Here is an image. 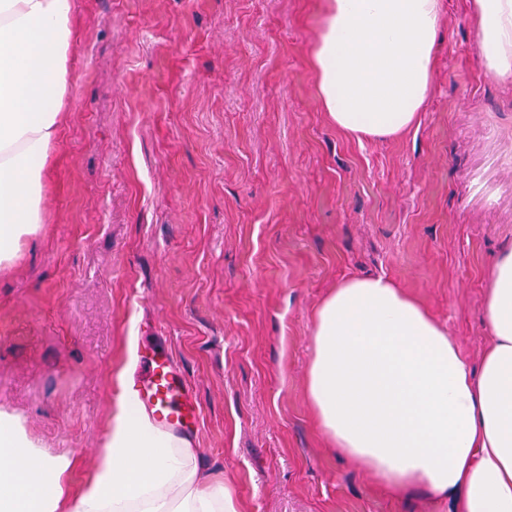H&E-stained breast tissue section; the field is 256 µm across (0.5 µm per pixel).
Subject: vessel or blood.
Listing matches in <instances>:
<instances>
[{
	"label": "vessel or blood",
	"instance_id": "b4317fda",
	"mask_svg": "<svg viewBox=\"0 0 512 512\" xmlns=\"http://www.w3.org/2000/svg\"><path fill=\"white\" fill-rule=\"evenodd\" d=\"M138 399L166 428L182 430L196 420L187 380L174 368L169 355L156 354L146 361Z\"/></svg>",
	"mask_w": 512,
	"mask_h": 512
}]
</instances>
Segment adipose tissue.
<instances>
[{
    "mask_svg": "<svg viewBox=\"0 0 512 512\" xmlns=\"http://www.w3.org/2000/svg\"><path fill=\"white\" fill-rule=\"evenodd\" d=\"M442 0H324L312 48L317 97L362 140L418 124L433 75ZM487 71L512 75V0H471ZM71 0H0V267L44 220V180L67 92ZM479 365L385 277L340 282L313 314L306 396L325 438L386 487H425L462 512H512V251L495 264ZM40 450L0 412V512H237L184 436L128 389L111 410L91 480Z\"/></svg>",
    "mask_w": 512,
    "mask_h": 512,
    "instance_id": "1",
    "label": "adipose tissue"
}]
</instances>
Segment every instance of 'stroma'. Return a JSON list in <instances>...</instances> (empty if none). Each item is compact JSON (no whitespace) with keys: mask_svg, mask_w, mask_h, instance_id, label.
Wrapping results in <instances>:
<instances>
[{"mask_svg":"<svg viewBox=\"0 0 512 512\" xmlns=\"http://www.w3.org/2000/svg\"><path fill=\"white\" fill-rule=\"evenodd\" d=\"M469 0H442L417 127L357 141L316 100L321 0H72L44 222L0 269V408L68 455L106 440L115 374L167 350L189 437L238 512H460L385 489L320 432L312 313L384 276L479 364L512 250V76L486 74Z\"/></svg>","mask_w":512,"mask_h":512,"instance_id":"35a3bbf8","label":"stroma"}]
</instances>
